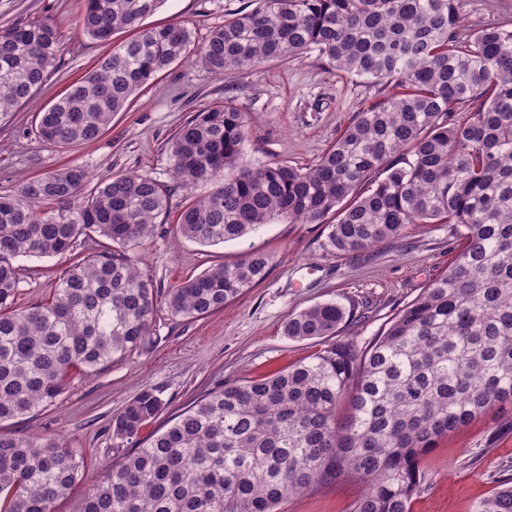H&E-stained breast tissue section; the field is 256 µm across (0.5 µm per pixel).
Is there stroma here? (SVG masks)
<instances>
[{"mask_svg": "<svg viewBox=\"0 0 512 512\" xmlns=\"http://www.w3.org/2000/svg\"><path fill=\"white\" fill-rule=\"evenodd\" d=\"M249 3L166 0L147 23H182L200 44ZM85 7L86 0H0V29L48 19L63 40L58 67L33 102L0 117V196L16 194L24 179L65 166L82 167L93 180L134 174L171 184L168 141L197 112L227 100L252 117L243 144L245 162L306 167L379 96L369 80L336 71L315 53L303 61L265 62L246 78L233 71L217 78L198 61H182L145 84L98 139L58 148L36 136L39 108L52 104L109 51L78 33L76 23ZM455 7L463 20L460 36L488 23L512 26V0H455ZM188 197L185 190L173 193L166 214L141 248V272L160 292L210 266L240 261L254 249L272 255L270 271L262 283L205 317L179 322L158 312L153 346L94 376L73 379L54 406L0 423L2 432L58 439L84 456L82 475L57 502V512H74L104 467L123 456V449L112 445L111 419L145 386L159 390L165 402L146 428L151 434L221 384L275 372L314 353L316 342L284 336L288 314L327 301L358 307L342 333L367 345L447 269L451 258L454 238L446 224L411 225L401 239L356 255L330 252L323 225L281 220L244 239L202 246L179 232L177 220ZM68 264L65 257L19 259V304L47 298L56 273ZM423 470L411 512H475L499 477L512 475V405L440 439L424 457ZM358 492L356 484L343 480L287 500L281 512H350Z\"/></svg>", "mask_w": 512, "mask_h": 512, "instance_id": "stroma-1", "label": "stroma"}]
</instances>
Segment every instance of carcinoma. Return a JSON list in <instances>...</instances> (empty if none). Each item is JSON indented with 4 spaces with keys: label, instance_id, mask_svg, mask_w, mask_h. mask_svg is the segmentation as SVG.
<instances>
[{
    "label": "carcinoma",
    "instance_id": "1",
    "mask_svg": "<svg viewBox=\"0 0 512 512\" xmlns=\"http://www.w3.org/2000/svg\"><path fill=\"white\" fill-rule=\"evenodd\" d=\"M198 48L215 77L316 51L336 69L402 92L358 113L308 167L248 165L249 114L204 109L168 142L176 187L211 190L182 209L181 234L212 246L275 219L326 224V247L356 254L412 224L453 227L448 269L361 348L339 336L337 302L290 313L283 334L322 348L276 374L223 384L146 445L109 467L74 512H279L289 498L341 479L361 486L351 512H411L424 456L475 418L512 404V27L458 34L455 0H253ZM165 0H87L79 33L112 45L99 64L39 110V138L97 139L151 78L191 54L181 23L146 27ZM134 36L112 44L113 34ZM48 22L0 30V116L28 102L62 52ZM89 177L69 166L0 197V422L53 406L73 373L96 374L154 342L160 305L189 321L263 281L253 251L185 280L159 301L139 248L172 189L143 176ZM69 205L60 211L56 206ZM50 296L17 306L20 257L75 256ZM164 407L144 387L112 416L124 448ZM83 459L60 442L0 432V512H55ZM475 512H512V477Z\"/></svg>",
    "mask_w": 512,
    "mask_h": 512
}]
</instances>
